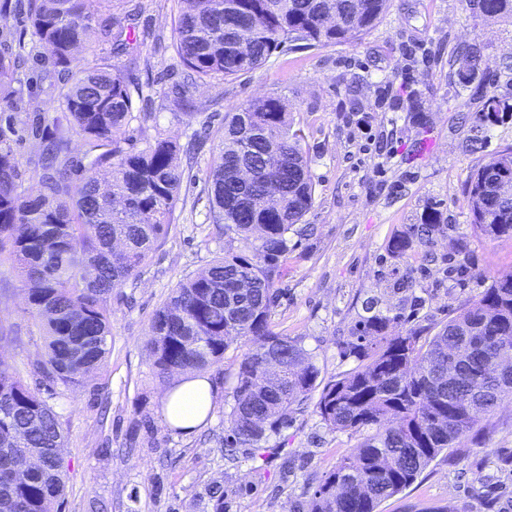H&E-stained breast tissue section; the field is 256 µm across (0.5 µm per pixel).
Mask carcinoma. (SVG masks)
<instances>
[{
	"label": "carcinoma",
	"mask_w": 512,
	"mask_h": 512,
	"mask_svg": "<svg viewBox=\"0 0 512 512\" xmlns=\"http://www.w3.org/2000/svg\"><path fill=\"white\" fill-rule=\"evenodd\" d=\"M172 48L195 78L232 80L261 67L277 51L354 42L385 13L388 0H183ZM99 0H29L32 37L27 54L49 57L48 76L59 112L45 139L41 189L18 191L20 162L0 139V253L28 283L27 305L44 320V359L36 364L49 397L83 384L108 353V304L167 233L183 183L180 146L171 137L125 148L117 133L133 119L142 88L101 59L72 66L94 43L118 53L131 46L118 16L97 12ZM485 17L512 16V0H473ZM468 74L480 49L461 48ZM24 58L0 56V102L9 103ZM81 143V156L71 144ZM311 158L302 129L284 99L263 96L224 113L220 157L210 170L209 217L224 225V255L180 281L156 310L146 350L164 379L176 370H205L224 361L233 340L248 344L236 372L231 445L256 446L278 434L319 387V370L302 342L275 332L271 314L288 267V234H313L303 219L314 202ZM512 174V148L476 166L465 186L471 224L495 240L512 238V200L495 178ZM82 184L73 191V176ZM448 232L432 209L420 224L389 240L405 257L414 243L433 244ZM239 246H234V243ZM449 276L469 266L462 246L441 256ZM413 295L416 279L393 280ZM363 300L362 317L344 350L357 365L331 381L316 409L329 429L361 433L314 492L309 512H377L412 485L443 450L471 432L476 419L512 399V271L492 278L434 334L411 327L393 333L401 314L376 311ZM271 344L275 371L262 364ZM60 416L0 356V512H62L64 491Z\"/></svg>",
	"instance_id": "1"
}]
</instances>
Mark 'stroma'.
Listing matches in <instances>:
<instances>
[{"mask_svg": "<svg viewBox=\"0 0 512 512\" xmlns=\"http://www.w3.org/2000/svg\"><path fill=\"white\" fill-rule=\"evenodd\" d=\"M178 10V0H109L101 12L126 17L134 50L99 45L74 61L81 68L110 57L114 71L143 86L121 138L139 148L158 134L201 146L183 162L185 181L165 238L112 295L105 360L82 386L50 401L63 423L65 512H306L358 434L330 430L311 399L261 447H227L242 353L236 343L223 365L207 371L216 387L212 418L194 433L179 432L165 423L161 401L181 375L159 380L145 348L152 317L176 284L224 253V228L208 219V174L224 114L251 98L279 95L304 132L316 186L304 221L315 233L289 254L271 321L275 332L301 339L321 382L337 380L356 365L341 343L362 315L363 299L377 297L380 310L392 314L403 308L390 280L421 269L415 293L425 304L410 323L436 328L478 298L491 274L512 270V239L475 234L464 194L471 169L512 148V17L484 18L467 0H389L379 23L356 42L283 51L234 81L194 84L171 47ZM473 42L482 48L479 76L463 85L458 51ZM52 68L49 59L29 58L12 104L0 108V137L17 151L29 193L39 188L41 140L22 120L52 111ZM492 96L507 110L479 125ZM475 126L484 139L476 154ZM433 206L450 226L447 235L433 248L417 243L405 258L390 257L389 240ZM459 239L470 271L456 281L423 256L448 253ZM0 324L14 329L0 339V355L38 388L40 319L7 262L0 263ZM143 419L153 426L155 447L140 444ZM214 485L224 492L223 507L206 494ZM379 512H512V400L479 418L459 447L442 451Z\"/></svg>", "mask_w": 512, "mask_h": 512, "instance_id": "obj_1", "label": "stroma"}]
</instances>
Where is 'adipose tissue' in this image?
Masks as SVG:
<instances>
[{
  "instance_id": "adipose-tissue-1",
  "label": "adipose tissue",
  "mask_w": 512,
  "mask_h": 512,
  "mask_svg": "<svg viewBox=\"0 0 512 512\" xmlns=\"http://www.w3.org/2000/svg\"><path fill=\"white\" fill-rule=\"evenodd\" d=\"M214 393L207 376L184 377L162 399V414L171 427L190 433L205 423L213 409Z\"/></svg>"
}]
</instances>
